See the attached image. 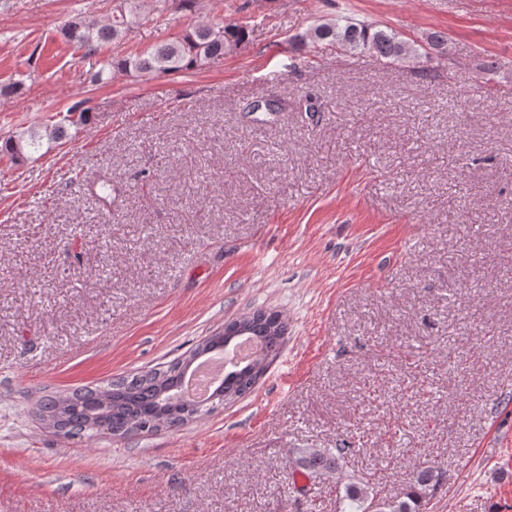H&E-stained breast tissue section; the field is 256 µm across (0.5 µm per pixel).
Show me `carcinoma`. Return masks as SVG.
<instances>
[{
	"label": "carcinoma",
	"instance_id": "1",
	"mask_svg": "<svg viewBox=\"0 0 512 512\" xmlns=\"http://www.w3.org/2000/svg\"><path fill=\"white\" fill-rule=\"evenodd\" d=\"M144 0H118L108 22L76 14L61 28L65 41L88 56L97 55L103 44L122 39L142 20L149 17ZM248 36L243 23L197 25L184 35L159 47L132 57L103 61L93 80L112 78V72L133 71L146 76L170 75L199 70L212 60L237 49ZM301 44L315 48H345L352 52L373 53L395 60L417 58V49L403 41L393 30L372 23L332 19L306 29L297 37ZM273 111L293 107L298 112H313L317 103L309 95H299L293 102L276 95L268 98ZM94 108L83 100L71 106L46 134L35 129L11 135L0 142V155L15 159L38 151L43 140H59L66 136V126L85 123ZM247 336L260 341L254 359L242 363L224 374L223 386L206 400L196 401L180 395L182 377L193 361L224 347L233 336L223 332L206 338L188 355L176 358L144 373H134L110 384L93 389L76 390L65 396H50L36 407L39 420L51 427L60 426L67 434L102 432L114 437L151 433L160 429H175L214 410V397L221 403H231L250 393L263 376L271 361L279 354L288 333L287 320L279 313L263 308L254 309L234 320ZM356 449L296 448L289 462L292 472H301L327 480L342 470L348 455ZM439 476L431 465H416L407 488L391 498L381 496L379 484L354 482L346 487L345 497L361 512H425L426 492L438 482Z\"/></svg>",
	"mask_w": 512,
	"mask_h": 512
}]
</instances>
